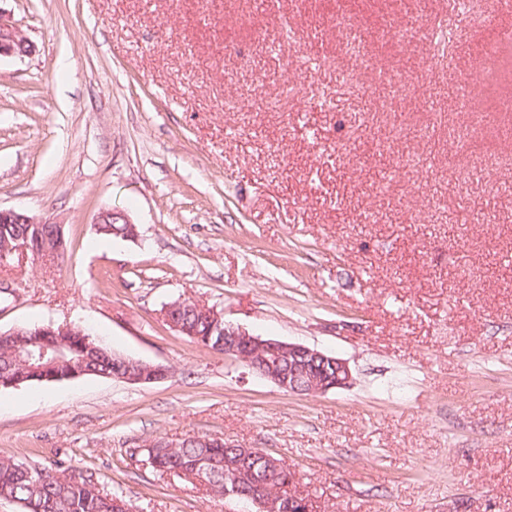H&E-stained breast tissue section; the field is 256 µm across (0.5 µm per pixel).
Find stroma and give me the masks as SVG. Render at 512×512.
Segmentation results:
<instances>
[{"mask_svg": "<svg viewBox=\"0 0 512 512\" xmlns=\"http://www.w3.org/2000/svg\"><path fill=\"white\" fill-rule=\"evenodd\" d=\"M447 9L0 0L35 47L0 57V207L68 239L0 266V331L70 322L170 370L1 387L0 457L92 472L133 512H256L148 460L214 436L281 458L312 512H512V11L482 0L437 64ZM108 208L138 239L96 234ZM178 298L353 381L284 392L166 326Z\"/></svg>", "mask_w": 512, "mask_h": 512, "instance_id": "35a3bbf8", "label": "stroma"}]
</instances>
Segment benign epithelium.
<instances>
[{
    "label": "benign epithelium",
    "mask_w": 512,
    "mask_h": 512,
    "mask_svg": "<svg viewBox=\"0 0 512 512\" xmlns=\"http://www.w3.org/2000/svg\"><path fill=\"white\" fill-rule=\"evenodd\" d=\"M22 37L20 30L5 15L0 13V57L27 55L32 52V44ZM124 224V238L138 236L136 224L123 212L112 209L101 211L95 227L102 224ZM0 224H46L55 229L51 239L42 244L41 249L31 250L28 243H18L12 253L33 254L37 261L46 264L57 262L59 255L66 252L63 225L53 218L36 219L23 211L0 208ZM187 302L178 300L165 305L161 310L162 320L172 329L185 333L180 314ZM224 356L242 363L249 371L269 380L279 389L290 394L316 396L330 390L350 385L353 375L347 360L327 354L316 348L290 343L278 339L262 338L248 331L224 325V342L219 345ZM127 372L118 379L127 383L157 382L167 377L169 370L161 365H152L139 360H127ZM233 461L224 460V479L234 486V495L250 501L257 507L256 512H270L272 498L269 496V484L278 481L287 473V466L276 463L269 467L264 479L255 482L248 489H242V473L247 465L256 459L267 456L258 448H237ZM280 512H310V504L298 496L280 498Z\"/></svg>",
    "instance_id": "benign-epithelium-1"
}]
</instances>
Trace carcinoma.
<instances>
[{
    "label": "carcinoma",
    "instance_id": "carcinoma-1",
    "mask_svg": "<svg viewBox=\"0 0 512 512\" xmlns=\"http://www.w3.org/2000/svg\"><path fill=\"white\" fill-rule=\"evenodd\" d=\"M34 239L46 233V228L25 224H0V252L10 251L15 240L22 234ZM183 326L196 332L192 340L198 344L216 347L224 340L219 333H209V325L194 311L182 314ZM55 334L48 341L62 347L65 357L47 370L39 365L25 366L15 358V352L30 348L37 341L34 336L0 335V377L26 379L28 384L44 382L43 376L57 374L66 376L70 372L69 362L81 359L89 376H110L125 371L123 363L112 360L113 351L104 347L96 350L98 340L92 336H81L76 329L54 328ZM150 458L160 471L176 468L190 469L203 462H211L210 473L204 474L208 491L215 496H224V456L234 457L232 449L219 445L210 448L195 440L187 439L175 448H151ZM0 498L19 502L24 512H112V501L116 496L102 492L94 482L93 475L78 481L69 480L66 471L51 467L30 466L11 458H0Z\"/></svg>",
    "mask_w": 512,
    "mask_h": 512
}]
</instances>
